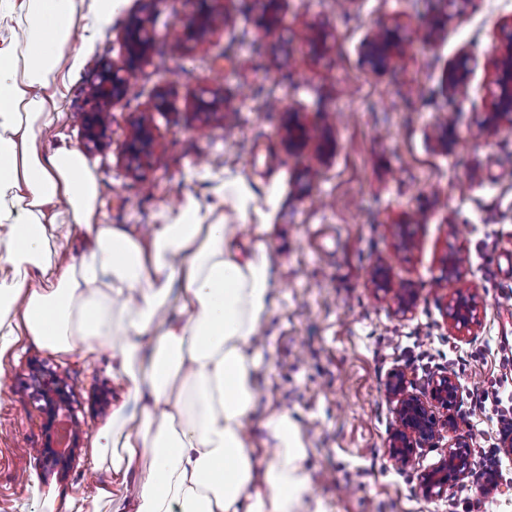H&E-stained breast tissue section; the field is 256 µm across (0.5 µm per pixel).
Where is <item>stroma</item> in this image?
<instances>
[{
  "label": "stroma",
  "instance_id": "stroma-1",
  "mask_svg": "<svg viewBox=\"0 0 512 512\" xmlns=\"http://www.w3.org/2000/svg\"><path fill=\"white\" fill-rule=\"evenodd\" d=\"M213 7L230 23L195 34V0H124L109 19L78 8L70 43L78 62L59 83L61 115L41 149L82 145L103 65L124 58L126 26L146 19L150 54L127 73L102 144L85 153L99 221L165 224L193 198L222 203L242 237L268 225L277 305L261 330L254 447L271 445L262 419L288 410L324 512H512V465L494 492L482 491L485 465L502 455L498 418L512 410V279L497 272L512 255V122L481 123L494 90L489 59L512 0H278L279 30L269 37L259 26L267 0ZM384 24L401 47L376 68L366 46ZM464 60L462 95L450 75ZM213 101L223 111L203 114L201 103ZM144 113L154 142L132 164L127 146ZM292 121L307 129L303 147L288 145ZM321 141L335 145L322 162L314 155ZM455 253L463 285L481 302L471 334L446 317L453 287L441 268ZM379 265L413 283L412 313L378 291ZM34 361L65 376L78 400L81 446L63 475L36 455ZM398 366L420 392L443 372L462 385L455 435L475 467L435 499L422 496L417 471L440 459L446 441L421 448L415 470L388 460L395 413L384 382ZM0 369V512H50L66 499L82 512H112L110 500L92 499L108 479L92 464L95 439L125 399L109 352L54 353L25 338Z\"/></svg>",
  "mask_w": 512,
  "mask_h": 512
}]
</instances>
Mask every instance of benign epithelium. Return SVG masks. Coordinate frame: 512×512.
<instances>
[{
  "label": "benign epithelium",
  "mask_w": 512,
  "mask_h": 512,
  "mask_svg": "<svg viewBox=\"0 0 512 512\" xmlns=\"http://www.w3.org/2000/svg\"><path fill=\"white\" fill-rule=\"evenodd\" d=\"M502 38L498 53L492 60L495 70V90L484 124L493 125L501 120L512 121V19L501 26ZM126 56L122 65H104L98 82L92 90L96 109L86 113L84 120V146H98L105 135L102 115L111 111L126 90V80L120 72L145 61L151 48L150 38L140 21H133L125 31ZM397 48V42L388 38L369 45L372 63L381 66ZM152 143L151 123L138 121L135 139L128 146V158L140 159ZM382 278L385 295L396 304L397 311L406 315L413 312L417 295L412 284L392 285L388 271L376 269ZM452 310L451 326L459 332H471L479 325L476 292L454 289L449 301ZM30 386L38 392L43 414V445L38 449L42 458L55 462L58 472H67L79 447L78 422L74 415V391L58 373L43 364L30 367ZM412 376L403 367L391 370L385 382V392L395 403L397 424L389 433L387 448L393 466L404 470L415 465L418 449L443 434L456 430L453 411L459 398L460 383L453 374H438L430 380L428 395L414 391ZM474 465L470 445L460 438L448 440V448L439 462L419 474V487L426 498L441 497L461 484L472 472Z\"/></svg>",
  "instance_id": "7a95c632"
}]
</instances>
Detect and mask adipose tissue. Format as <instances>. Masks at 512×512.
Here are the masks:
<instances>
[{
  "instance_id": "obj_1",
  "label": "adipose tissue",
  "mask_w": 512,
  "mask_h": 512,
  "mask_svg": "<svg viewBox=\"0 0 512 512\" xmlns=\"http://www.w3.org/2000/svg\"><path fill=\"white\" fill-rule=\"evenodd\" d=\"M76 12L77 0H0V17L17 20L0 34V262L13 268L0 283V357L25 336L87 356L111 346L128 404L112 415L123 429L95 496L123 487L113 512H323L287 411L265 418L264 453L246 432L254 338L276 305L267 225L245 240L237 225L203 223L191 200L146 234L99 226L81 151L39 146L61 105L50 87L71 59ZM65 224L93 235L80 263L67 260Z\"/></svg>"
}]
</instances>
